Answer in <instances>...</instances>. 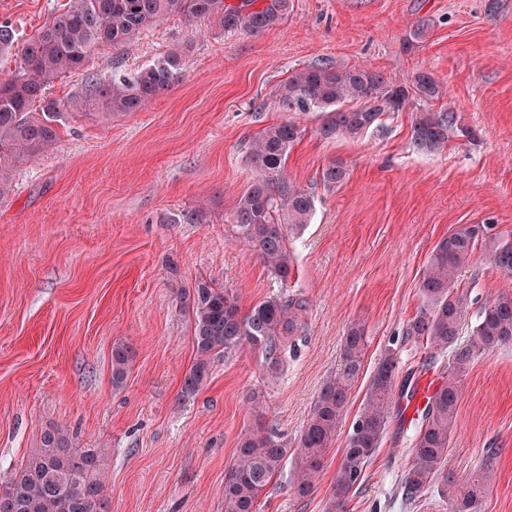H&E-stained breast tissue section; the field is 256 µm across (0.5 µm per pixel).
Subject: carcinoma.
Listing matches in <instances>:
<instances>
[{
	"label": "carcinoma",
	"instance_id": "cac0c4a2",
	"mask_svg": "<svg viewBox=\"0 0 512 512\" xmlns=\"http://www.w3.org/2000/svg\"><path fill=\"white\" fill-rule=\"evenodd\" d=\"M292 0H68L33 37L20 43L13 25L0 22V55L13 53L18 68L0 75V196L11 188L12 171L20 162L45 151L57 140V126L70 116L68 108L48 97L56 80L84 71L105 47L117 54L143 30L169 15L188 20L212 18L226 31L258 35L288 20ZM184 61L169 50L135 74L117 70L89 72L76 98L82 114L105 119L141 110L155 96L182 79ZM443 96L441 84L429 73L408 80L387 77L367 67L313 65L294 72L276 93L281 112H322L318 128L324 139L356 138L382 119L398 112L414 114L411 143L422 152H437L459 135H468L452 108L435 111L431 103ZM304 128L288 119L259 130L249 143L248 161L255 178L227 217L238 238L251 245L281 283H286L294 256L290 238L311 223L314 195L294 186L285 173L292 148ZM338 163L322 170L326 187L344 181ZM483 244L490 260L512 274V239L488 235L482 224H461L443 238L423 270L420 288L424 304L406 324L404 336L425 348L424 361L434 364L451 353L441 384L415 418L410 439V464L401 482L405 500L412 502L430 487L449 500L451 512H478L492 465L485 462L465 491L454 493L443 465L460 395V378L477 354L512 343V293L488 299L468 339L459 343L469 308L468 291L455 283L456 270ZM191 312L195 362L185 374L182 391L199 390L210 374L211 360L222 353L248 350L261 356L277 374L295 341L304 332L305 300L281 291L241 312L225 291L199 281L177 289ZM367 346L362 327L352 326L344 340L339 368L323 385L293 452L291 479L297 493L308 495L331 447L347 395L358 380ZM133 352L123 341L112 345V386L127 378ZM400 369L398 354L387 350L374 369L352 432L343 450L327 501L326 512H346L352 490L380 447L389 425L394 395H404L413 377L406 376L395 392ZM288 447L260 427L241 438L232 467L224 475V512H260V503L282 471ZM105 451L72 448L63 431L49 430L42 447L15 476L0 487L6 512H108L104 496Z\"/></svg>",
	"mask_w": 512,
	"mask_h": 512
}]
</instances>
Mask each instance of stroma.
Instances as JSON below:
<instances>
[{
	"mask_svg": "<svg viewBox=\"0 0 512 512\" xmlns=\"http://www.w3.org/2000/svg\"><path fill=\"white\" fill-rule=\"evenodd\" d=\"M66 5L0 0V22L26 39ZM172 48L186 59L178 85L139 112L68 118L0 198V483L59 428L71 447L105 449L109 512H224L242 434L262 427L296 446L357 323L363 374L313 491L299 496L282 472L260 510L325 512L379 359L393 348L402 368L422 365L402 331L423 304L420 278L437 243L459 224L512 236V0H293L287 22L256 36L175 15L90 67L133 73ZM318 64L430 73L474 136L421 152L411 113L399 112L363 137L323 139L320 113L289 116L272 103L293 71ZM289 117L305 132L286 172L314 195L315 213L290 241L283 283L225 219L253 178L249 140ZM331 162L346 170L335 188L320 181ZM197 208L200 223L186 222ZM200 280L244 311L283 288L305 299V331L277 378L253 354L219 355L204 385L183 393L193 324L175 291ZM456 281L470 292L471 325L486 299L512 290V274L480 247ZM118 340L134 356L116 389ZM252 387L268 396L263 414L244 403ZM460 392L444 471L463 488L492 460L480 512H512V344L475 356ZM409 436L390 421L346 512H449L432 490L404 503Z\"/></svg>",
	"mask_w": 512,
	"mask_h": 512,
	"instance_id": "stroma-1",
	"label": "stroma"
}]
</instances>
